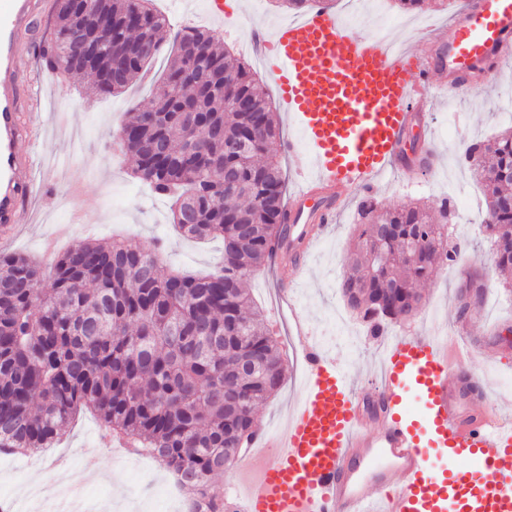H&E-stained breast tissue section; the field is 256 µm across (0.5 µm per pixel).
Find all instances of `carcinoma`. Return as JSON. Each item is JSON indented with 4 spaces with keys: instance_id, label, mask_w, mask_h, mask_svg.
<instances>
[{
    "instance_id": "obj_1",
    "label": "carcinoma",
    "mask_w": 512,
    "mask_h": 512,
    "mask_svg": "<svg viewBox=\"0 0 512 512\" xmlns=\"http://www.w3.org/2000/svg\"><path fill=\"white\" fill-rule=\"evenodd\" d=\"M149 0H99L112 37L99 56L70 74H90L107 97L137 80L169 32ZM80 0L55 13L40 62L53 70ZM174 52L147 110H133L115 138L136 175L175 197L173 223L184 235L220 237L224 256L205 275H162L160 245L90 242L55 259L50 287L23 254L0 255V449L48 448L81 407L134 450L151 449L190 493L191 512H230L211 493L214 474L239 458L260 429L257 408L281 388L279 344L255 306L247 279L288 241L281 167L262 154L278 135L272 102L242 58L205 29L173 36ZM112 70V91L99 73ZM484 181V226L492 265L512 271V131L465 152ZM233 177L248 189L231 193ZM360 244L348 258L342 293L372 336L417 312L419 283L459 262L449 243L448 204L440 216L417 203H359ZM422 247L420 261L404 254ZM483 288L473 268L458 291L466 315Z\"/></svg>"
}]
</instances>
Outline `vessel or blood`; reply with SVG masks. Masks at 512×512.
I'll return each instance as SVG.
<instances>
[{"instance_id":"vessel-or-blood-1","label":"vessel or blood","mask_w":512,"mask_h":512,"mask_svg":"<svg viewBox=\"0 0 512 512\" xmlns=\"http://www.w3.org/2000/svg\"><path fill=\"white\" fill-rule=\"evenodd\" d=\"M45 0H0V229L25 223L24 202L43 146L23 95L17 40L32 30ZM251 44L267 59L280 99L311 156L286 205L291 237L312 248L327 236L348 198L371 191L401 154L437 83L464 98L500 86L512 66V0H466L432 59L383 38L362 37L323 6ZM308 368L303 395L279 431L254 442L272 460L247 485L244 512H512V417L461 401V377L444 336L397 335L383 350L374 396L354 391L347 370L311 340L294 290L279 292ZM414 388L419 405L409 403ZM429 448L469 467H432Z\"/></svg>"}]
</instances>
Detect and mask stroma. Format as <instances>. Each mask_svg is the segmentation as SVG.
I'll list each match as a JSON object with an SVG mask.
<instances>
[{
	"label": "stroma",
	"instance_id": "1",
	"mask_svg": "<svg viewBox=\"0 0 512 512\" xmlns=\"http://www.w3.org/2000/svg\"><path fill=\"white\" fill-rule=\"evenodd\" d=\"M229 11L214 19L205 0H154L172 30L199 27L212 31L234 56L244 47L254 28L272 31L290 12L274 7L271 0H224ZM463 0H425L422 9L408 12L398 0H361L356 33L373 36L377 24H386L394 38L415 53L429 52L428 35L443 30L456 18ZM171 43H164L150 64L149 73L125 92L107 98L89 94L90 76H65L42 63L33 70L41 81L43 122L48 130L47 149L58 167L49 187L41 188L31 201L34 222L22 229L9 252L21 253L49 268L47 245L64 252L78 241L131 240L162 242L163 272L197 273L212 270L223 244H204L184 238L169 220L168 198L155 194L139 182L132 162L112 143L131 107L147 108L168 63ZM435 108L426 117L433 130L429 142L436 163L412 181L390 176L378 181L373 196L381 207L421 203L451 213L449 232L460 243L468 265L484 268L487 288L480 307L470 319H460L458 267L448 266L422 287L423 307L409 320L389 325V332L447 335L449 342L471 331L473 358L468 370L476 374L491 404L507 407L512 402V292L504 290L501 274L491 265V246L483 224L487 218L484 185L468 169L464 152L474 141L489 139L512 128V68L502 75L498 93H478L463 99L449 98L444 89L434 92ZM279 140L273 149L286 177L287 191H294V173L308 165L307 153L288 155L285 140L298 136L294 121L283 106L275 108ZM349 206L336 222L317 253L303 261L295 298L306 315L315 341L350 371L353 384L371 387L375 361L382 348L370 336L365 322L350 309L341 293L346 258L356 249L359 234V191L346 188ZM288 375L281 389L257 410L262 427L281 425L302 394L305 361L293 342L287 321L273 329ZM104 423L88 410L71 420L60 439L48 449L31 455L0 454V504H34L26 492L35 487L37 476L47 480L40 488L44 497L65 489L68 474L87 476L90 504L108 500L112 512H185V492L174 487L169 472L158 462L134 455L127 449L102 446Z\"/></svg>",
	"mask_w": 512,
	"mask_h": 512
}]
</instances>
